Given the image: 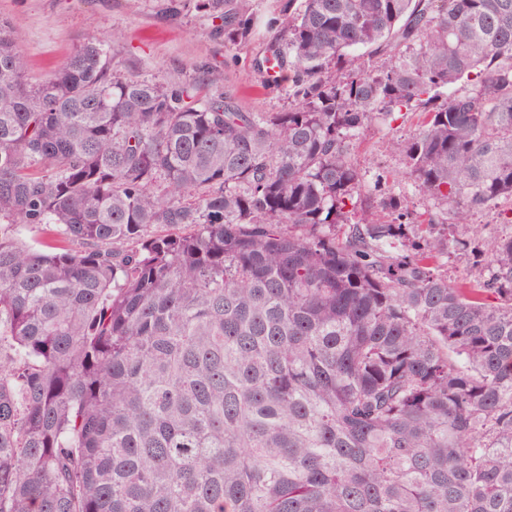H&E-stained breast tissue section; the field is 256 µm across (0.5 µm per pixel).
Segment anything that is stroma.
<instances>
[{"label":"stroma","instance_id":"obj_1","mask_svg":"<svg viewBox=\"0 0 512 512\" xmlns=\"http://www.w3.org/2000/svg\"><path fill=\"white\" fill-rule=\"evenodd\" d=\"M201 0H0L6 19L27 59L28 82L42 81L85 41L104 42L112 71L140 76L168 86L199 88L203 95H230L244 112H279L288 98L279 82L257 68L277 36L276 18L288 0H244L253 20L249 30L227 38L224 22L204 11ZM414 129L405 115L390 123L377 121L360 135L355 158L366 187L377 175L404 195L412 209H432L405 173L390 140Z\"/></svg>","mask_w":512,"mask_h":512}]
</instances>
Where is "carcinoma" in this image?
Here are the masks:
<instances>
[{"instance_id":"carcinoma-1","label":"carcinoma","mask_w":512,"mask_h":512,"mask_svg":"<svg viewBox=\"0 0 512 512\" xmlns=\"http://www.w3.org/2000/svg\"><path fill=\"white\" fill-rule=\"evenodd\" d=\"M280 33L288 110L241 112L99 41L30 85L0 18V512H512V232L470 223L512 201V0ZM401 112L440 219L361 197L351 141ZM12 231L16 238L33 245L37 249H43L46 244L58 247H74L71 243L63 241L60 236L56 235L55 228L52 231L46 226L34 227L30 224H14Z\"/></svg>"}]
</instances>
